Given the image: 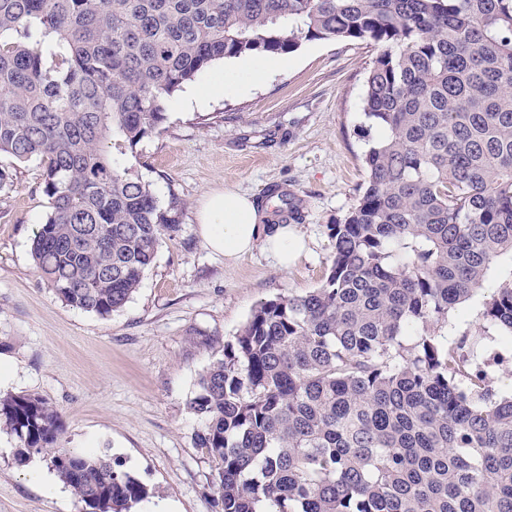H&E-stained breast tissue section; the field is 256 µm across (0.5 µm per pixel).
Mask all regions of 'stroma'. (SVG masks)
<instances>
[{
  "label": "stroma",
  "instance_id": "35a3bbf8",
  "mask_svg": "<svg viewBox=\"0 0 512 512\" xmlns=\"http://www.w3.org/2000/svg\"><path fill=\"white\" fill-rule=\"evenodd\" d=\"M377 53L368 41H306L272 56L263 76L243 73L236 58L177 92L162 130L138 146L136 166L162 203L179 202L178 229L107 319L44 285L30 253L48 212L44 164H12L14 186L0 192V356L14 377L0 396L44 398L60 415L59 447L104 455L155 488L132 512H215L214 465L195 445L200 421L187 402L260 302L320 285L333 251L326 226L367 181L364 154L377 131L362 98ZM272 187L302 203L296 230L307 249L291 267L260 246L232 264L205 246L196 221L205 194L230 189L261 204ZM482 302L452 309L443 333L476 338L492 388L510 395L512 347L487 331ZM17 446L0 429V512H83L48 462L18 461Z\"/></svg>",
  "mask_w": 512,
  "mask_h": 512
}]
</instances>
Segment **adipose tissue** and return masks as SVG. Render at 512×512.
Masks as SVG:
<instances>
[{
	"mask_svg": "<svg viewBox=\"0 0 512 512\" xmlns=\"http://www.w3.org/2000/svg\"><path fill=\"white\" fill-rule=\"evenodd\" d=\"M198 232L206 245L235 261L256 247H264L281 268H289L304 247L293 227L276 226L264 233L251 197L232 190H215L204 197L198 211Z\"/></svg>",
	"mask_w": 512,
	"mask_h": 512,
	"instance_id": "ef3b65f1",
	"label": "adipose tissue"
}]
</instances>
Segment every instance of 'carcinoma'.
Here are the masks:
<instances>
[{
  "instance_id": "carcinoma-1",
  "label": "carcinoma",
  "mask_w": 512,
  "mask_h": 512,
  "mask_svg": "<svg viewBox=\"0 0 512 512\" xmlns=\"http://www.w3.org/2000/svg\"><path fill=\"white\" fill-rule=\"evenodd\" d=\"M369 40L367 185L327 225L321 284L260 303L198 379L219 512H512V395L448 312L512 259V0H0V157L44 162L31 256L68 306L122 310L177 229L129 156L218 61ZM278 217L302 211L278 189ZM512 341V279L484 297ZM88 512L151 490L56 447L60 416L0 398V429Z\"/></svg>"
}]
</instances>
